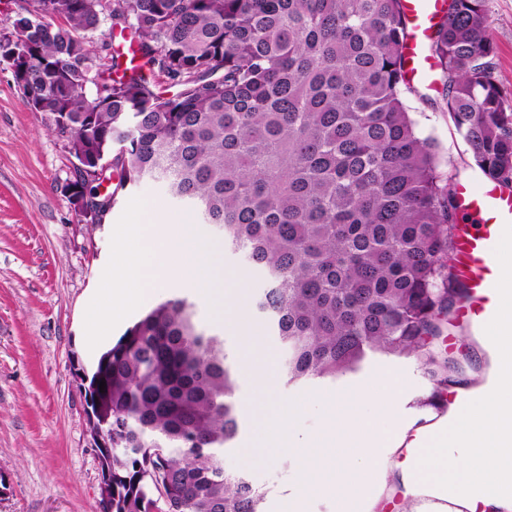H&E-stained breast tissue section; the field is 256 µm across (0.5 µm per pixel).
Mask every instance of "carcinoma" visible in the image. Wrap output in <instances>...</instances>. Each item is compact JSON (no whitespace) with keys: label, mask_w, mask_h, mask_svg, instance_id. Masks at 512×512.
Masks as SVG:
<instances>
[{"label":"carcinoma","mask_w":512,"mask_h":512,"mask_svg":"<svg viewBox=\"0 0 512 512\" xmlns=\"http://www.w3.org/2000/svg\"><path fill=\"white\" fill-rule=\"evenodd\" d=\"M25 86L107 211L146 180L216 224L266 281L256 311L289 383L334 378L370 353L414 355L433 385L460 364L431 349L465 289L449 258L453 176L407 99L402 0H33ZM487 0H448L426 52L443 111L484 178L512 184V103L493 73ZM133 47L95 63L106 21ZM107 91L89 92L93 79ZM112 440V512H262L224 467L236 379L186 297L160 301L93 360Z\"/></svg>","instance_id":"1"}]
</instances>
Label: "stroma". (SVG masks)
I'll return each mask as SVG.
<instances>
[{
	"label": "stroma",
	"instance_id": "stroma-1",
	"mask_svg": "<svg viewBox=\"0 0 512 512\" xmlns=\"http://www.w3.org/2000/svg\"><path fill=\"white\" fill-rule=\"evenodd\" d=\"M494 42V74L512 101V0H487ZM408 104L422 136L440 148L444 170L476 173L468 146L447 113L430 101L436 90L419 85ZM32 111L7 65H0V512H100L101 462L89 443L84 393L77 373L96 356L86 343L85 313L111 256V237L131 198L122 195L100 224L80 217L67 194L74 159ZM457 342L452 355L463 367L461 389L485 383L489 350L484 332L446 323ZM393 366L407 373L408 410L419 424L437 421L441 409L427 398L432 385L415 357L368 355L333 379L285 384L282 394L333 391ZM237 382L240 429L224 451V465L263 487V512H281V492L299 471L288 460L267 466L250 442L255 424Z\"/></svg>",
	"mask_w": 512,
	"mask_h": 512
}]
</instances>
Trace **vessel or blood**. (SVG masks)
<instances>
[{
	"label": "vessel or blood",
	"mask_w": 512,
	"mask_h": 512,
	"mask_svg": "<svg viewBox=\"0 0 512 512\" xmlns=\"http://www.w3.org/2000/svg\"><path fill=\"white\" fill-rule=\"evenodd\" d=\"M446 4L447 0H403L408 22L404 53L409 79L424 80L433 67L432 62L422 57L421 47ZM456 204L463 214L479 218L478 223L456 227L455 272L467 288V295L457 308V318L480 327L497 312L500 304L494 250L505 226L512 223V186L463 180L457 185Z\"/></svg>",
	"instance_id": "b4317fda"
}]
</instances>
